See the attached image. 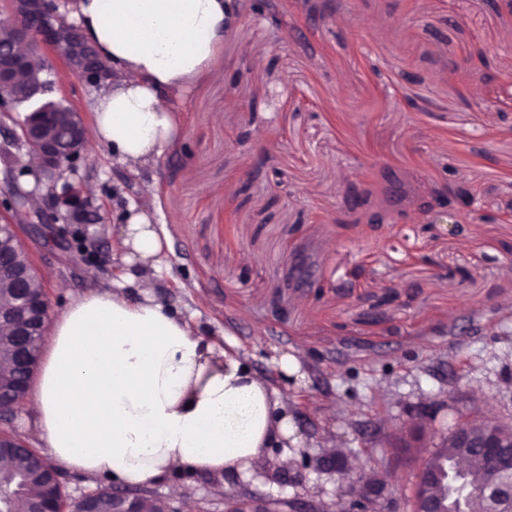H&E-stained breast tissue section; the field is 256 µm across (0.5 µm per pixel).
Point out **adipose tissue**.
Listing matches in <instances>:
<instances>
[{"mask_svg":"<svg viewBox=\"0 0 512 512\" xmlns=\"http://www.w3.org/2000/svg\"><path fill=\"white\" fill-rule=\"evenodd\" d=\"M230 0H79L81 36L115 75L86 129L130 169L154 163L177 133L173 102L214 63ZM123 270L60 315L22 407L66 468L127 485L183 473L244 477L287 440L292 367L252 369L233 344L195 334L158 300L164 233L145 210L121 230Z\"/></svg>","mask_w":512,"mask_h":512,"instance_id":"obj_1","label":"adipose tissue"}]
</instances>
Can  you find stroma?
I'll use <instances>...</instances> for the list:
<instances>
[{"instance_id":"35a3bbf8","label":"stroma","mask_w":512,"mask_h":512,"mask_svg":"<svg viewBox=\"0 0 512 512\" xmlns=\"http://www.w3.org/2000/svg\"><path fill=\"white\" fill-rule=\"evenodd\" d=\"M272 3L278 23L247 18L225 38L223 82L199 80L175 101L179 136L154 165L133 173L92 145L64 171L92 191L103 221L85 236L110 262L25 241L52 317L111 282L123 216L144 205L169 241L162 302L198 334L234 342L259 373L299 355L288 408L300 450L340 445L388 467L423 402L436 408L423 455L458 423L512 424V222L502 219L512 211V12L487 0H341L312 26L303 0ZM39 54L55 98L92 118L102 84L53 42ZM450 179L484 216L454 234L418 212ZM146 182L155 196H142ZM224 184L233 192L221 202L201 191ZM352 185L372 190L387 223H343ZM296 248L316 287L289 281ZM219 252L235 257L220 274ZM388 469L399 512H414L417 467ZM246 487L329 507L339 492L313 468L295 486L254 477Z\"/></svg>"}]
</instances>
